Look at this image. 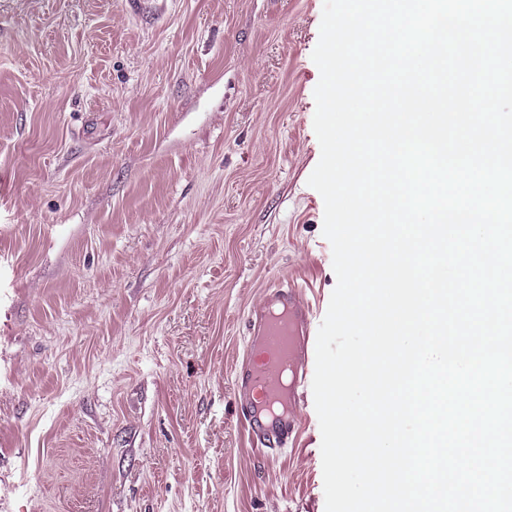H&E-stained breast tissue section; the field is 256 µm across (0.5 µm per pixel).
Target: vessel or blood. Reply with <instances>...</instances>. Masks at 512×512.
I'll return each instance as SVG.
<instances>
[{
	"mask_svg": "<svg viewBox=\"0 0 512 512\" xmlns=\"http://www.w3.org/2000/svg\"><path fill=\"white\" fill-rule=\"evenodd\" d=\"M311 313L303 288L278 281L246 318L252 343L246 363L235 370L233 387L249 396L239 405L240 417L261 454L281 452L301 432L289 402L306 393L313 379Z\"/></svg>",
	"mask_w": 512,
	"mask_h": 512,
	"instance_id": "1",
	"label": "vessel or blood"
}]
</instances>
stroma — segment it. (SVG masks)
<instances>
[{"label":"stroma","mask_w":512,"mask_h":512,"mask_svg":"<svg viewBox=\"0 0 512 512\" xmlns=\"http://www.w3.org/2000/svg\"><path fill=\"white\" fill-rule=\"evenodd\" d=\"M323 0H0V512H325L313 398L233 392L276 279L336 285Z\"/></svg>","instance_id":"stroma-1"}]
</instances>
